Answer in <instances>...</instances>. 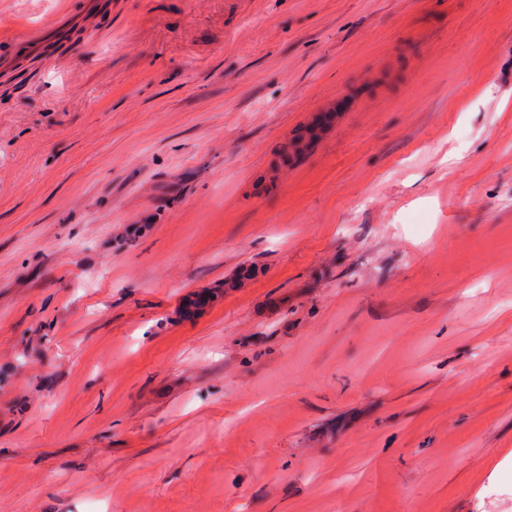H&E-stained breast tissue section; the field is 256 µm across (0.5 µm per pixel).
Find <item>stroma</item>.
I'll return each mask as SVG.
<instances>
[{
	"instance_id": "stroma-1",
	"label": "stroma",
	"mask_w": 512,
	"mask_h": 512,
	"mask_svg": "<svg viewBox=\"0 0 512 512\" xmlns=\"http://www.w3.org/2000/svg\"><path fill=\"white\" fill-rule=\"evenodd\" d=\"M62 2L0 0V512H512V0Z\"/></svg>"
}]
</instances>
